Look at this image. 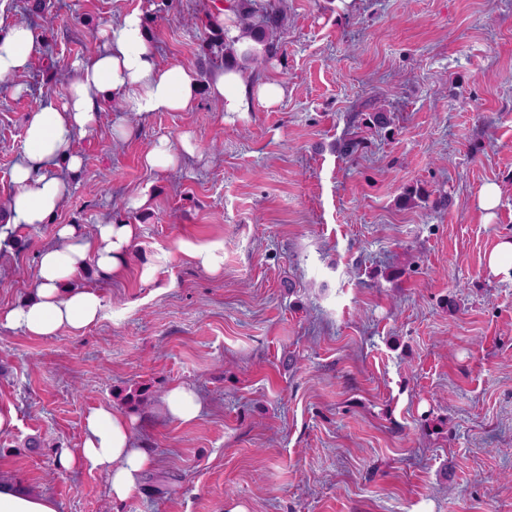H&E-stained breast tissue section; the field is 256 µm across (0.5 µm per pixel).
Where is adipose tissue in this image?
I'll return each instance as SVG.
<instances>
[{"mask_svg": "<svg viewBox=\"0 0 512 512\" xmlns=\"http://www.w3.org/2000/svg\"><path fill=\"white\" fill-rule=\"evenodd\" d=\"M101 39L95 54L77 64L64 99H42L27 118L26 154L13 170L16 191L6 222L0 225V242L12 227L44 223L67 198L70 184L61 173L81 168L80 157L71 150L72 141L93 130L104 92H111L123 111L138 115L192 111L203 89L222 103L229 116L252 111L257 103L274 106L286 95L278 79H257L238 67L216 68L202 84L191 71L162 65L137 11L107 26ZM34 47L33 33L24 24L0 37L1 83L27 69ZM198 153L194 135L186 132L175 144L159 139L145 154L144 165L149 171L163 172L176 168L182 155ZM57 235L62 244L42 252L30 299L0 313V326L32 336H53L95 323L102 299L76 280L91 264L102 274L120 276L138 227L104 222L88 234L76 225L62 224ZM131 424L126 413L96 409L86 420L81 448L75 452L65 448L59 455L65 468L104 473L116 504L126 501L155 465L154 456L134 440ZM0 512H58V504L51 495L0 474Z\"/></svg>", "mask_w": 512, "mask_h": 512, "instance_id": "obj_1", "label": "adipose tissue"}]
</instances>
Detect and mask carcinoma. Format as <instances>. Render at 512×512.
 I'll list each match as a JSON object with an SVG mask.
<instances>
[{"label": "carcinoma", "instance_id": "cac0c4a2", "mask_svg": "<svg viewBox=\"0 0 512 512\" xmlns=\"http://www.w3.org/2000/svg\"><path fill=\"white\" fill-rule=\"evenodd\" d=\"M234 9L238 13L239 35L231 40L219 27L213 28L215 41L224 45V64L236 62L234 44L250 39L262 46L259 51H246L239 56L242 60L257 68L266 66L280 51L279 32L285 17L281 10L271 3L259 0H234Z\"/></svg>", "mask_w": 512, "mask_h": 512}]
</instances>
